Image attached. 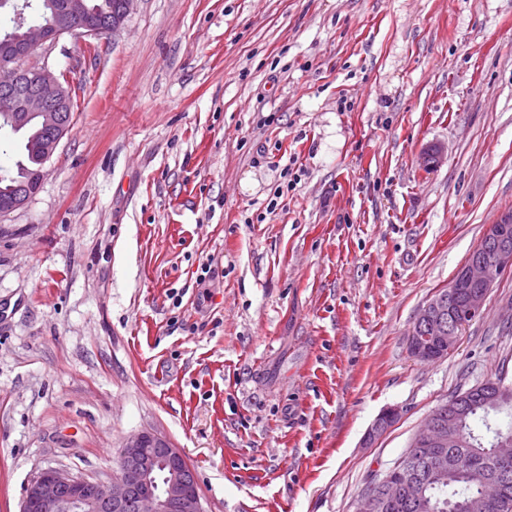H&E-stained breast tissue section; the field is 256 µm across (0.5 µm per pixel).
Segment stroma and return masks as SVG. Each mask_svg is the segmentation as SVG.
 Returning <instances> with one entry per match:
<instances>
[{
	"instance_id": "obj_1",
	"label": "stroma",
	"mask_w": 512,
	"mask_h": 512,
	"mask_svg": "<svg viewBox=\"0 0 512 512\" xmlns=\"http://www.w3.org/2000/svg\"><path fill=\"white\" fill-rule=\"evenodd\" d=\"M45 62L77 108L0 217V512L143 430L205 512H354L431 410L512 386V270L447 356L407 336L512 209V0H136Z\"/></svg>"
}]
</instances>
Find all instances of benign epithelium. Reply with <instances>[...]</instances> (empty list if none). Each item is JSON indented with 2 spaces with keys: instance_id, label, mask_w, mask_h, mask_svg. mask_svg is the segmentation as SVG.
<instances>
[{
  "instance_id": "obj_1",
  "label": "benign epithelium",
  "mask_w": 512,
  "mask_h": 512,
  "mask_svg": "<svg viewBox=\"0 0 512 512\" xmlns=\"http://www.w3.org/2000/svg\"><path fill=\"white\" fill-rule=\"evenodd\" d=\"M137 0H120L115 17L105 21L90 8V0H66L63 8L50 6L46 21L32 24L25 0H0V6L13 10L14 21L21 34H6L0 41V91L14 96V120L25 123L30 117L41 118L53 135L37 145L40 167L28 178L27 192L0 207V216L25 205L41 187L45 166L52 159L70 124L62 113L71 111V93L60 74L43 63L25 67L23 61L35 48L47 41L55 42L75 32L99 37L116 30L133 10ZM484 237L493 245L491 259L469 258L448 284V294H436L419 310L408 332L409 350L418 360L435 361L448 355L456 345L459 331L466 319L480 314L484 301L501 275L512 269V210L500 212L489 225ZM512 387L501 379H488L466 390L448 406V417L436 408L413 434L409 446L428 454H437L448 447L450 434L458 433V417L473 400L496 403L509 395ZM396 407L384 410L368 431L365 442L384 434L399 418ZM494 456L500 462L512 460V438L501 436L494 442ZM187 461L183 452L165 436L144 430L127 437L119 461V473L110 481L73 475L65 470L46 468L39 471L27 485L20 512H98L101 502L120 508L131 497L137 499L139 512H205L198 491L183 480ZM508 475L488 473L482 484V496L466 504L468 512H481L487 502H496L505 495ZM420 482H395L385 478L370 486L356 501L354 512H379L380 502L391 503L400 498L415 501L428 508Z\"/></svg>"
}]
</instances>
